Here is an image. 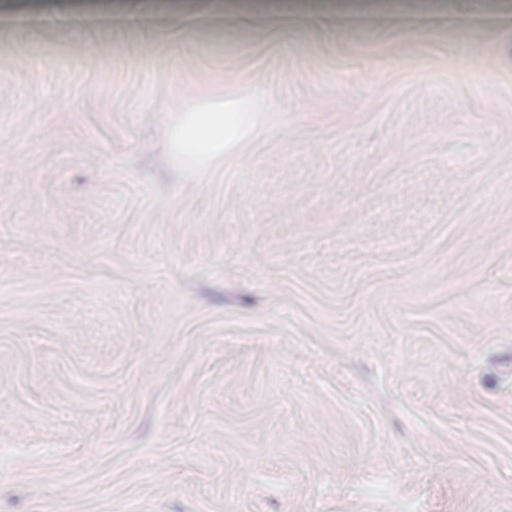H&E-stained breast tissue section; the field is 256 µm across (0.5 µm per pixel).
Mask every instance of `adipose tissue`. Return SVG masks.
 Wrapping results in <instances>:
<instances>
[{
    "label": "adipose tissue",
    "instance_id": "obj_1",
    "mask_svg": "<svg viewBox=\"0 0 512 512\" xmlns=\"http://www.w3.org/2000/svg\"><path fill=\"white\" fill-rule=\"evenodd\" d=\"M239 104L233 99L203 98L196 100L173 124L171 142L174 147L187 143L189 134L201 125L215 121L220 125L218 132L205 137L202 142L192 145L191 157L202 164L223 159L226 153L236 150L247 135V126L237 123L224 126L225 115L238 111Z\"/></svg>",
    "mask_w": 512,
    "mask_h": 512
}]
</instances>
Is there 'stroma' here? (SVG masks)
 I'll return each instance as SVG.
<instances>
[{"label":"stroma","instance_id":"obj_1","mask_svg":"<svg viewBox=\"0 0 512 512\" xmlns=\"http://www.w3.org/2000/svg\"><path fill=\"white\" fill-rule=\"evenodd\" d=\"M0 512H512V0H0ZM238 109V101L233 99H197L185 112H181L179 119L173 124L172 146L182 150L192 131L207 122L215 121L219 123V131L205 137L203 142L191 143L193 152L188 156L203 165L224 159V155L236 150L247 135L245 123L238 122L224 128V112L233 114Z\"/></svg>","mask_w":512,"mask_h":512}]
</instances>
